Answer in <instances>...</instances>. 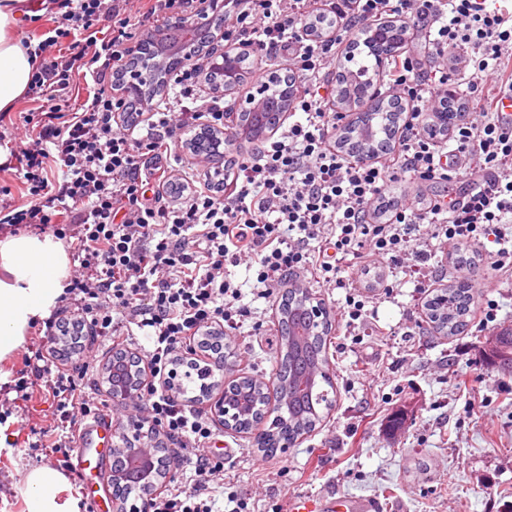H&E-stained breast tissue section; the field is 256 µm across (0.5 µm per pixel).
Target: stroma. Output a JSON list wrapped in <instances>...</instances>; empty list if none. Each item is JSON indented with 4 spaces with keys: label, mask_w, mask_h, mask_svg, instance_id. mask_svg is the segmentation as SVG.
Instances as JSON below:
<instances>
[{
    "label": "stroma",
    "mask_w": 512,
    "mask_h": 512,
    "mask_svg": "<svg viewBox=\"0 0 512 512\" xmlns=\"http://www.w3.org/2000/svg\"><path fill=\"white\" fill-rule=\"evenodd\" d=\"M431 262L446 285L465 278L476 288L468 329L453 337L433 332L420 275L388 268V285L349 322L347 293L362 284L346 270L343 288H324L303 276L302 287L333 318L329 346L335 402L327 418L266 466L253 434L214 425L224 455V482L214 485L217 512H289L292 498L341 493L376 503V512H512V374L486 361V338L512 328V278L478 260L463 268L452 244L431 239ZM257 266L244 261L225 274L239 286L244 311L224 337L227 355L215 379L241 376L271 383L277 369L279 295L256 283ZM24 404L0 392V422L16 435L12 459H0V485L31 464L56 466L35 446L32 426L21 421ZM86 469L76 483L112 512V451L87 433Z\"/></svg>",
    "instance_id": "1"
}]
</instances>
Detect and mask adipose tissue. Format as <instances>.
Masks as SVG:
<instances>
[{"instance_id": "1", "label": "adipose tissue", "mask_w": 512, "mask_h": 512, "mask_svg": "<svg viewBox=\"0 0 512 512\" xmlns=\"http://www.w3.org/2000/svg\"><path fill=\"white\" fill-rule=\"evenodd\" d=\"M25 0H0V112L11 111L28 91L34 71L30 48L16 34ZM70 265L66 244L50 233L0 235V390L13 382L6 363L23 345L31 324L47 319L64 294ZM25 512H79L80 495L67 475L31 465L9 492Z\"/></svg>"}]
</instances>
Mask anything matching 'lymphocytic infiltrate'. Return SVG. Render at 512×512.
Returning a JSON list of instances; mask_svg holds the SVG:
<instances>
[{
	"mask_svg": "<svg viewBox=\"0 0 512 512\" xmlns=\"http://www.w3.org/2000/svg\"><path fill=\"white\" fill-rule=\"evenodd\" d=\"M206 2L148 0L135 12L131 0H41L52 28L37 45L41 63L30 92L43 109L23 120L30 145L16 154L15 176L25 199L0 198V233L62 224L72 240L77 264L65 303L41 336L40 351L24 356L33 379L17 388L22 400L49 406L39 446L64 467L75 429L111 412L92 381V340L116 334L114 314L151 328L156 349L149 364L159 376L174 369L188 337L234 325L240 290L224 269L245 259L257 258L256 282L265 289L308 273L341 288L350 267L377 279L384 259L411 268L426 263V250L410 243L412 231L426 224L432 237L459 248L495 244L491 269L512 271V249L501 232L512 222V132L500 120L503 99L512 95L511 11L489 7L488 0H339L330 11L322 0H224L225 47L253 46L282 58L301 82L293 109L306 119L256 143L236 161L231 180L199 187L172 180L162 192L148 179L145 157L171 155L185 136L224 125L219 93L203 88L210 55H189L170 79L172 97L146 105L142 136L125 118L126 98L105 93L103 85L153 28ZM326 13L329 33L304 36V26ZM409 14L421 32L436 22L433 52L461 65L470 86L484 89L450 135L456 154L476 157L480 174L476 188L459 198L427 202L421 190H395L392 176L396 169L419 181L447 174L431 120L448 96L447 68L427 76L408 58L393 57L387 86L406 107L391 151L362 162L334 141L336 115L328 110L334 91L324 74L347 53L356 29ZM105 22L112 29L107 40L99 36ZM80 78L89 85L74 107L70 93ZM313 240L318 250H310ZM61 336L76 338L78 364H57ZM124 410L133 417L147 411L153 426L175 440L176 462L196 475L191 489L176 486L152 497L148 512H213L206 498L223 481L224 463L206 449L209 418L163 383Z\"/></svg>",
	"mask_w": 512,
	"mask_h": 512,
	"instance_id": "f902f5d3",
	"label": "lymphocytic infiltrate"
}]
</instances>
